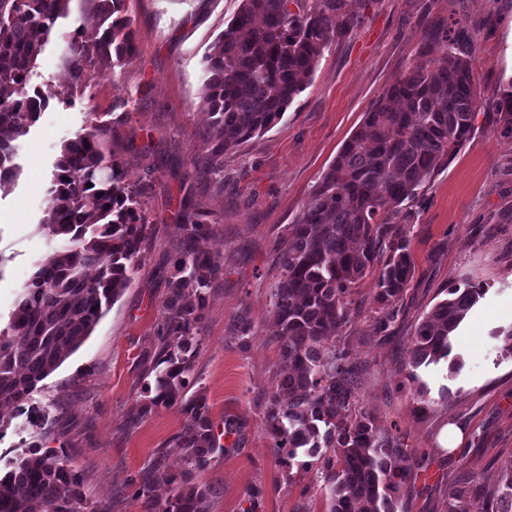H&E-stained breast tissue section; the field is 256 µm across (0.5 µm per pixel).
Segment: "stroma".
Masks as SVG:
<instances>
[{
    "mask_svg": "<svg viewBox=\"0 0 512 512\" xmlns=\"http://www.w3.org/2000/svg\"><path fill=\"white\" fill-rule=\"evenodd\" d=\"M239 0H126L136 23L132 61L75 87L63 57V35L92 27L84 0L65 18L30 74V87L53 97L29 133L15 143L19 174L0 192V319L56 247L42 227L54 163L64 140L96 120L112 126L125 148L126 180L139 187L151 226L133 283L91 336L42 381L33 402L48 407L39 425L23 428L16 409H0V458L46 442L80 470L89 502L110 512H145L130 482L164 455L169 472L184 468L173 440L187 416L180 405L154 409L138 423L130 413L146 393L142 354L153 347L172 268L181 197L199 202L215 236L206 245L223 266L201 311L202 343L191 377L214 421L232 418L209 468L193 475L212 487L208 512H324L313 495L316 468L288 469L266 431L265 395L276 383L277 327L272 291L286 248L284 228L304 209L322 173L365 112L414 61L427 24L461 20L455 50L471 60L486 101L512 80V0H349L358 23L339 36L306 88L268 132L224 154V178L193 168L204 154L199 135L206 79L201 59L235 13ZM407 237L415 274L389 335L374 327L383 311L373 279L351 294L341 329L361 364L359 410L397 426L405 448L426 456V469L397 492V512H441L449 490L472 470L486 478L512 469V357L498 331L512 328V135L478 118L471 140L411 205ZM463 278L487 293L460 328L446 366L418 369L408 381V349L424 312L443 288ZM249 322L248 346L239 340ZM451 398L442 401V389ZM425 414H418V405ZM461 438L449 447L446 434Z\"/></svg>",
    "mask_w": 512,
    "mask_h": 512,
    "instance_id": "obj_1",
    "label": "stroma"
}]
</instances>
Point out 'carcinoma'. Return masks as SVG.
<instances>
[{
  "instance_id": "obj_1",
  "label": "carcinoma",
  "mask_w": 512,
  "mask_h": 512,
  "mask_svg": "<svg viewBox=\"0 0 512 512\" xmlns=\"http://www.w3.org/2000/svg\"><path fill=\"white\" fill-rule=\"evenodd\" d=\"M96 20L93 33L63 36L64 59L79 87L136 52L134 20L125 0H86ZM70 0H0V188L18 174L11 164L14 142L28 134L51 99L50 91L27 90L31 71ZM356 17L347 0H240L224 33L202 58L206 81L201 113L202 157L191 156L216 175L224 152L280 121L314 75L324 51L350 32ZM428 47L364 114L322 173L296 221L285 226L288 251L273 293L272 316L280 352L276 386L267 393L266 429L273 447L293 466L298 450L317 468L326 512H396L395 494L422 463L403 448L400 436L381 433L378 418L358 410L360 367L350 360L339 332L348 317L347 298L367 278L385 310L379 332L395 321V302L413 279L415 263L404 225L409 202L448 168L473 135L487 108L469 60L448 49L434 65ZM487 121L512 133V90L496 99ZM43 223L61 243L37 264L15 308L0 326V404L32 399L38 384L91 336L108 308L133 282L150 227L140 191L129 185L111 127L92 122L60 147ZM92 187H87V184ZM173 270L153 350L150 394L131 421L159 406L180 403L190 423L176 438L186 469L166 475L165 498L152 494L159 455L140 473L136 490L146 512H207L210 487L190 478L224 450L222 431L204 394L186 396L199 345L200 311L206 290L222 267L200 248L212 236L209 214L184 197L178 214ZM447 297L423 314L411 339L413 368L448 360L452 341L486 288L469 281L444 288ZM0 512H110L104 502L86 503L80 472L66 455L34 445L0 472ZM443 512H512V470L496 484L459 481Z\"/></svg>"
}]
</instances>
